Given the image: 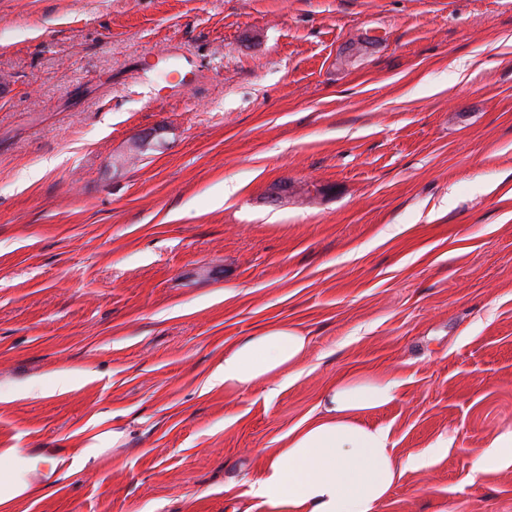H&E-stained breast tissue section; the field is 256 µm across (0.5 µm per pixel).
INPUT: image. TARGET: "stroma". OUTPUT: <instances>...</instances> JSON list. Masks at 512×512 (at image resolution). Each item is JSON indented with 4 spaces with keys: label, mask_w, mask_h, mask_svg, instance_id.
Listing matches in <instances>:
<instances>
[{
    "label": "stroma",
    "mask_w": 512,
    "mask_h": 512,
    "mask_svg": "<svg viewBox=\"0 0 512 512\" xmlns=\"http://www.w3.org/2000/svg\"><path fill=\"white\" fill-rule=\"evenodd\" d=\"M273 325L289 383L207 390ZM351 373L379 512H512V0H0V448L103 450L18 512H265ZM485 448L487 449L478 456L473 465L471 478L476 479L483 473L487 462L502 459L512 460V431L494 436Z\"/></svg>",
    "instance_id": "35a3bbf8"
}]
</instances>
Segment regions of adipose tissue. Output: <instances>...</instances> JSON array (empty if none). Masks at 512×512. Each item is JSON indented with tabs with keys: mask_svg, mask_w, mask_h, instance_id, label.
Segmentation results:
<instances>
[{
	"mask_svg": "<svg viewBox=\"0 0 512 512\" xmlns=\"http://www.w3.org/2000/svg\"><path fill=\"white\" fill-rule=\"evenodd\" d=\"M308 347V336L288 326L238 337L225 345L208 385L237 394L275 377L289 382ZM396 397L397 386L389 381L366 376L337 381L323 393L320 415L289 429L280 448L264 459L249 496L269 512L282 506L290 512H378L408 464L395 456L390 428L369 425L364 417ZM100 455L91 447L68 457L52 448L1 449L0 512L51 495L64 467H90ZM35 471L41 482L29 480Z\"/></svg>",
	"mask_w": 512,
	"mask_h": 512,
	"instance_id": "ef3b65f1",
	"label": "adipose tissue"
}]
</instances>
